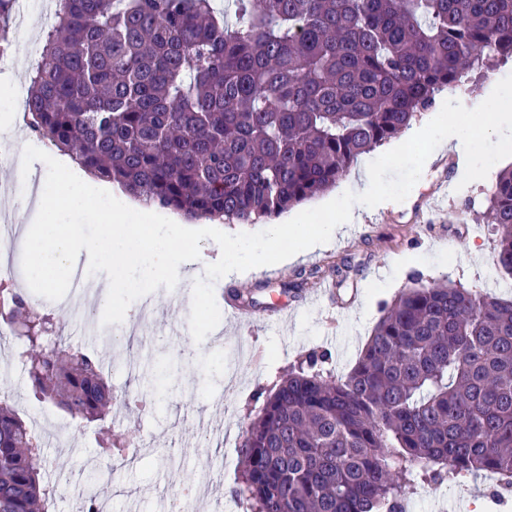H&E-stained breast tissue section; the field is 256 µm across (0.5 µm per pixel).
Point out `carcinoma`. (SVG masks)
<instances>
[{
  "label": "carcinoma",
  "instance_id": "carcinoma-1",
  "mask_svg": "<svg viewBox=\"0 0 512 512\" xmlns=\"http://www.w3.org/2000/svg\"><path fill=\"white\" fill-rule=\"evenodd\" d=\"M24 114L88 173L189 220L254 224L343 179L436 96L512 57V0H57ZM14 0H0V44ZM512 277V169L480 213ZM35 396L103 422L99 357L0 287ZM313 352L243 432L247 512H404L415 480L512 478V299L395 295L343 378ZM42 440L0 398V512H54Z\"/></svg>",
  "mask_w": 512,
  "mask_h": 512
}]
</instances>
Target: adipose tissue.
Wrapping results in <instances>:
<instances>
[{"label":"adipose tissue","instance_id":"ef3b65f1","mask_svg":"<svg viewBox=\"0 0 512 512\" xmlns=\"http://www.w3.org/2000/svg\"><path fill=\"white\" fill-rule=\"evenodd\" d=\"M422 138L431 140L436 151L454 149L466 161L481 157L482 144L488 136L512 139V89L498 82H487L479 94L470 98L460 111L438 116L419 129ZM58 165L66 167L70 179L58 187L50 198L42 199L38 211L44 220L39 235L30 237L32 275L36 283L51 281L58 274L77 269L81 258L107 254L112 277L103 281L94 301L99 308L120 315L126 323L138 317L117 298L120 288L126 287L138 271L154 278H173L192 281L194 267L206 262L203 252H186L185 245L195 236L192 225L183 223L181 216H171L174 232L143 231L136 218L141 212L139 203L118 207L109 206L112 195L109 183L79 168L66 154H58ZM362 188L357 199L330 197L313 211H297L275 225L266 239L241 241L225 249V262L245 257L254 270L269 267L272 254L281 252L284 242L302 237L305 226L315 222L322 236L336 230L338 219L355 220L358 205L368 204L379 192L370 175L361 178ZM86 220L104 222L101 235L88 236L82 231Z\"/></svg>","mask_w":512,"mask_h":512}]
</instances>
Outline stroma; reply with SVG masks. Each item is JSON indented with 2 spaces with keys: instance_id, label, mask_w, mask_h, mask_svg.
<instances>
[{
  "instance_id": "35a3bbf8",
  "label": "stroma",
  "mask_w": 512,
  "mask_h": 512,
  "mask_svg": "<svg viewBox=\"0 0 512 512\" xmlns=\"http://www.w3.org/2000/svg\"><path fill=\"white\" fill-rule=\"evenodd\" d=\"M40 10L39 0L25 7L32 36L14 37L6 61H0V84L27 87L48 29ZM501 147L499 140L486 141L483 166L468 171L450 152L422 166L423 153L432 149L424 140L415 151L402 147L396 159L385 146L361 156L338 188L356 194L360 172L369 171L389 199L386 206L370 209L362 223L342 224L322 247L300 249L292 261L240 281L198 266L203 310L189 308L188 285L136 274L120 295L132 306L143 295L155 297L158 305L149 320L126 324L96 315L101 329L114 336L106 373L122 397L116 428L138 454L133 465L101 453L100 422L71 419L37 399L27 372L13 362L16 337L0 339V389L14 394L19 415L40 432L48 481L69 480L56 512H78L72 490L85 486L92 474L104 477L109 512H166L168 499L178 492L193 496L200 512H245L236 495L242 431L260 407L258 394L273 390L290 366L325 351L331 356L329 369L347 373L378 322L382 303L412 286L417 276L512 299V279L493 263V236L487 225L475 223L469 209L470 203L483 202L487 186L502 171L496 160ZM7 223L13 233L10 247L0 249V266H12L13 288L28 294L32 259L25 236L38 226L13 222L9 210L0 207V225ZM272 226L269 220L229 224L219 235L201 220L194 242L214 256L223 253L225 235L259 239ZM346 256L354 257L358 269L342 282L334 266ZM314 267L322 282L336 283L342 299H355L351 314L328 315L321 304L310 302L309 291L284 290L300 270ZM71 289L70 277L58 276L40 291L43 310L61 323L72 345L96 351V344L85 340L84 319L68 306ZM229 305L241 308V319L225 317ZM282 305L292 308L290 321L268 319V312ZM204 416L213 419L215 430L199 428ZM494 489L485 475L457 479L449 474L417 484L405 512H444L455 499L461 512H512V491L498 495Z\"/></svg>"
}]
</instances>
